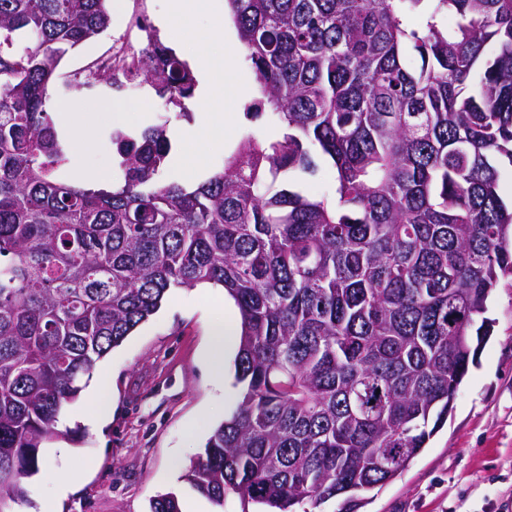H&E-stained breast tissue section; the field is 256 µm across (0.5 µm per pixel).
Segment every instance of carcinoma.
<instances>
[{"label":"carcinoma","instance_id":"1","mask_svg":"<svg viewBox=\"0 0 512 512\" xmlns=\"http://www.w3.org/2000/svg\"><path fill=\"white\" fill-rule=\"evenodd\" d=\"M104 2L0 0V512L96 361L205 283L238 308L240 398L185 480L218 507L359 512L446 422L512 278V0H227L260 88L247 116L282 137L249 129L185 184L164 178L168 120L115 130L94 189L50 111ZM136 24L146 46L77 85L133 81L191 119L192 70ZM318 158L335 183L312 198Z\"/></svg>","mask_w":512,"mask_h":512}]
</instances>
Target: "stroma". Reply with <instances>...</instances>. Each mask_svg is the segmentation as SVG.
<instances>
[{
	"label": "stroma",
	"instance_id": "1",
	"mask_svg": "<svg viewBox=\"0 0 512 512\" xmlns=\"http://www.w3.org/2000/svg\"><path fill=\"white\" fill-rule=\"evenodd\" d=\"M225 0L189 15L183 43L193 55L215 54L206 36L213 10ZM171 0H108L110 29L69 50L58 71L54 106L79 101L80 120L91 130L79 154L91 175L112 170V130H140L158 117L178 126L177 109L146 88L123 92L105 85L67 86L72 74L111 54L116 43L141 47L144 33L133 27L136 14L156 20ZM224 290L173 291L160 311L139 326L94 367L102 378L107 411L95 428L76 425L47 442L45 458L58 473L72 476L70 490L56 498L52 477L29 481L30 501L52 504L56 512H150L152 501L173 492L180 502H197L202 512H256L236 493L224 496L223 509L197 493L184 479L202 453L211 429L236 408L238 387L218 388L204 363L211 324L223 322ZM491 336L478 352L454 402L447 423L363 512H512V283L494 291ZM199 423L190 435V423Z\"/></svg>",
	"mask_w": 512,
	"mask_h": 512
}]
</instances>
